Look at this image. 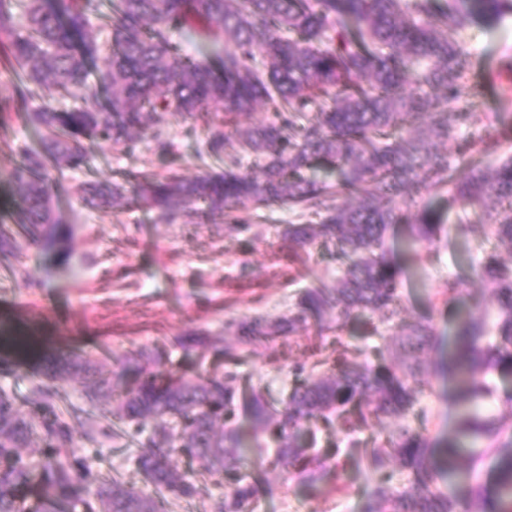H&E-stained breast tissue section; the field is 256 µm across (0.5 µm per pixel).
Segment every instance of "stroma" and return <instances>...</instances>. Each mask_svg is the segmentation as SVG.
<instances>
[{
    "instance_id": "obj_1",
    "label": "stroma",
    "mask_w": 512,
    "mask_h": 512,
    "mask_svg": "<svg viewBox=\"0 0 512 512\" xmlns=\"http://www.w3.org/2000/svg\"><path fill=\"white\" fill-rule=\"evenodd\" d=\"M463 38L471 57L469 83L480 92L483 111H500L501 93L512 87V72L506 67L512 61V17L496 27L474 23ZM161 134L174 142V154L156 156L144 139L127 150L106 145L88 167L66 173L53 188L55 216L73 229L66 263L49 266L36 246H28L25 263L34 284L26 288L17 283L11 263L0 258V391L20 401L28 398L37 359L33 351L18 345L27 337L34 338L38 347L72 350L112 367L131 351L163 347L175 368L189 370L196 358L177 344L185 331L202 329L220 339L228 321L287 314L300 287L335 286L336 263L323 248H314L307 269H290L289 258L296 249L284 231L296 217L285 209L266 212L251 233L237 235L211 222L158 223L151 213L135 206L105 218L79 201L74 187L83 181L131 182L142 171L164 174L172 167L194 177L215 167L214 159L201 161L196 156L198 142L206 137L202 122L170 115ZM37 139L24 113L10 112L0 121V223L11 224L16 218V196L9 180L14 150ZM472 220L469 208L451 205L447 236L436 252L419 259L403 247L408 225H393L387 235L400 268L404 318L430 322L439 336L438 350L424 356L432 393L422 398L420 406L427 430L441 448L456 440L459 409L455 382L438 362L453 347L459 323L480 318L494 304L491 288L475 275V268L492 251L503 261L512 260L506 249H494ZM454 278L463 280V290L449 300L441 290ZM299 359V352L289 351L287 341L281 339L257 347L240 371L275 395L289 385V362ZM53 401L68 409L73 421L91 418L100 427V434L79 449L90 469L142 485L133 461L138 444L113 436L108 405L90 407L63 382L56 383ZM394 425V420L386 419L375 432L356 433L343 442L350 455L341 473L347 485L343 495L287 482L270 471L259 484L256 512H362L365 496L378 480L365 466L363 448L373 435H386Z\"/></svg>"
}]
</instances>
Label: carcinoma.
Returning <instances> with one entry per match:
<instances>
[{"label": "carcinoma", "mask_w": 512, "mask_h": 512, "mask_svg": "<svg viewBox=\"0 0 512 512\" xmlns=\"http://www.w3.org/2000/svg\"><path fill=\"white\" fill-rule=\"evenodd\" d=\"M507 17L512 0H481L486 25ZM472 23L462 0H112L105 20L98 0H57L54 8L0 0V58L17 77L14 107L41 132L37 146L15 150L16 225L0 224V257L17 262L19 281L30 284L25 241L69 259L72 229L58 223L51 203L55 175L88 167L103 143L130 146L167 115L203 120L199 154L224 167L192 179L144 171L133 183L81 182L75 192L86 206L117 216L136 203L165 224L205 216L238 233L251 229L235 215L242 203L254 215L286 206L299 220L288 225V239L302 248L332 244L339 272L334 288L301 289L286 316L239 321L224 345H213L221 371L202 363L175 371L158 347L130 353L118 370L79 353L44 352L36 407L0 395V512H167L197 492L171 459L177 451L224 484L215 512H255L256 485L241 469L246 447L262 470L316 488L340 479V449L319 444L318 432L347 434L384 418L402 423L373 439L362 459L379 473L398 461L406 484L397 489L382 477L363 512H512V439L499 442L512 419L472 409L494 394L487 376L512 366V265L491 254L480 266L494 309L487 322L460 324L451 361L457 437L484 440L487 453L506 449L492 488H439L453 456L408 422L424 418L417 406L430 391L420 364L362 363L364 349L342 336L352 319L368 335L396 320L409 353L437 344L430 324L401 318L400 269L386 234L409 225L418 256L440 240L443 213L400 207L403 192H448L512 252V158L488 163L498 143L460 142L448 122L477 117L462 42ZM177 33L211 39L218 65L182 53ZM407 83L433 94L405 95ZM46 87L57 98L36 102ZM259 104L273 117L242 122ZM228 125L238 139L233 154L225 149ZM450 141L455 159L435 152ZM243 156L258 162L261 176L242 170ZM318 167L336 172V182L304 175ZM345 196L360 205L339 203ZM295 335L307 336V362L293 368L286 394L272 397L244 380L238 368L250 353ZM58 381L91 405L109 403L117 435L141 437L135 465L154 493L94 473L78 457L71 417L49 398ZM240 412L251 423L248 443L236 427Z\"/></svg>", "instance_id": "carcinoma-1"}]
</instances>
